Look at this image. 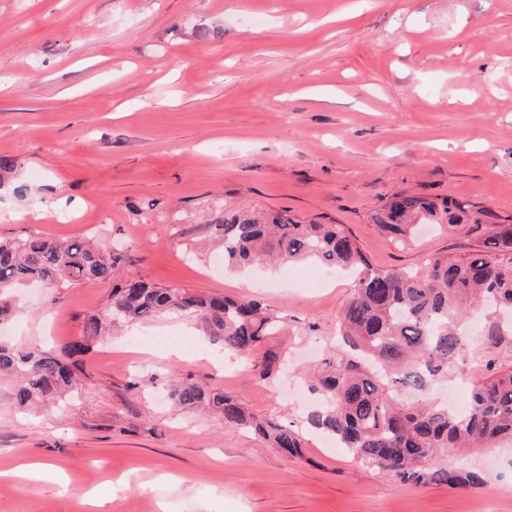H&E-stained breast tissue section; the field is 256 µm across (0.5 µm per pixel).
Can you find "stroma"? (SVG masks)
<instances>
[{
  "mask_svg": "<svg viewBox=\"0 0 512 512\" xmlns=\"http://www.w3.org/2000/svg\"><path fill=\"white\" fill-rule=\"evenodd\" d=\"M0 236H97L158 286L259 298L285 327L243 361L177 315L125 325L76 358L75 391L33 411L0 375V512H512V446L449 457L481 488L418 486L323 446L297 398L353 281L215 270V223L244 206L341 224L378 268L481 245L372 212L397 192L512 224V0H0ZM111 283L29 288L0 336L80 338ZM144 349L127 348L133 337ZM285 360L271 382L254 366ZM512 368V340L459 361L433 396ZM191 379L303 436L291 458L172 404ZM46 464L50 478L18 476ZM111 488L103 508L85 491Z\"/></svg>",
  "mask_w": 512,
  "mask_h": 512,
  "instance_id": "1",
  "label": "stroma"
}]
</instances>
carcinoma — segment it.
Returning a JSON list of instances; mask_svg holds the SVG:
<instances>
[{"instance_id": "carcinoma-1", "label": "carcinoma", "mask_w": 512, "mask_h": 512, "mask_svg": "<svg viewBox=\"0 0 512 512\" xmlns=\"http://www.w3.org/2000/svg\"><path fill=\"white\" fill-rule=\"evenodd\" d=\"M459 229L483 240L465 258L434 257L422 269L373 267L341 224H316L286 211H227L224 264L250 267L267 261L313 260L356 273L353 292L336 318L342 349L324 358L311 389L323 400L310 411L311 427L335 439L364 463L415 485L474 486L481 476L445 463L448 455L512 440V370L471 388L464 410L423 396L448 377L456 362L512 336L497 313L512 312V224H483L470 206L453 199L395 194L372 215L384 234L403 240L412 221ZM121 256L90 239L58 241L42 235L0 238V323L15 309L12 293L40 281L48 288L110 282L112 293L87 318L81 339L57 352L19 350L0 339V373L15 378L18 406L60 398L76 384L70 356L97 342L115 325L142 323L167 313L196 321L224 351L247 356L273 335L281 317L256 299L205 295L141 279L114 281ZM279 358L267 354L259 378L271 380ZM182 407H203L224 424L252 430L272 447L301 455L302 437L277 422L257 420L224 391L193 381L171 393Z\"/></svg>"}]
</instances>
